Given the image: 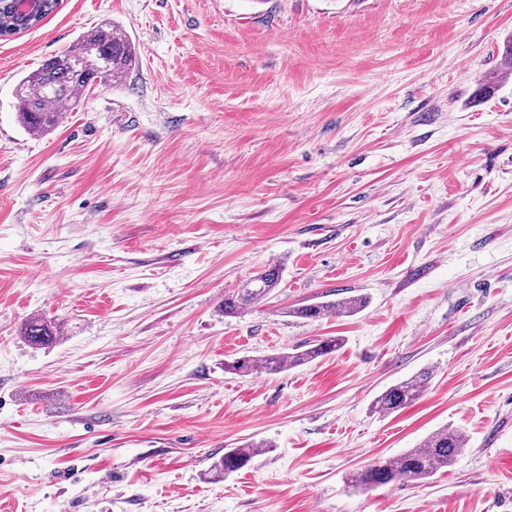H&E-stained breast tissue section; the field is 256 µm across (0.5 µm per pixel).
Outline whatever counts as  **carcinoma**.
<instances>
[{"label":"carcinoma","instance_id":"obj_1","mask_svg":"<svg viewBox=\"0 0 512 512\" xmlns=\"http://www.w3.org/2000/svg\"><path fill=\"white\" fill-rule=\"evenodd\" d=\"M136 60L135 46L121 29L104 25L86 33L66 51L46 60L40 68L17 82L15 97L19 123L25 130L38 134L54 130L62 116V113L56 111L57 106L77 107L92 86L121 81ZM280 281V266H269L239 289L237 294L224 298V314H236L265 300L279 286ZM364 304L365 298L354 296L304 304L293 309V313L305 319L352 315ZM60 333V325L39 316L29 318L23 325L24 339L35 347L52 343ZM338 345L336 339L321 340L308 345L306 349H295L291 353L236 358L224 362V371L243 376L276 374L329 355L336 351ZM431 378L430 371L422 370L389 387L374 399L372 410L389 415L405 408L422 397ZM466 446L467 436L464 431L443 427L431 434L419 447L365 466L352 475L351 481L360 488L368 489L394 481L426 479L450 466L465 451ZM265 447L264 443H248L233 448L213 464V469L220 476L238 471Z\"/></svg>","mask_w":512,"mask_h":512}]
</instances>
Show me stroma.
<instances>
[{
    "instance_id": "obj_1",
    "label": "stroma",
    "mask_w": 512,
    "mask_h": 512,
    "mask_svg": "<svg viewBox=\"0 0 512 512\" xmlns=\"http://www.w3.org/2000/svg\"><path fill=\"white\" fill-rule=\"evenodd\" d=\"M105 24L137 65L23 129L18 80ZM509 34L512 0H61L0 39V512H512ZM33 316L56 341L23 339ZM445 426L469 438L452 466L347 484ZM280 281V266L270 265L251 279L244 288H240L235 296L225 297L224 315L237 314L239 311L265 300L275 288H278ZM365 304V298L354 296L336 301L313 302L293 309V313L305 319H317L326 315H352ZM23 337L32 346L52 343L61 333V325L39 316L30 317L23 325ZM306 349H293L291 353L271 354L258 357L235 358L225 361V372L237 375H254L257 373L276 374L286 369L308 364L314 360L336 351L338 339L315 341ZM431 378L432 373L429 370H422L389 387L374 399L372 410L382 415L398 412L422 397ZM263 448H266L264 443H248L241 448H233L211 467L218 476L238 471L247 466L253 458L262 452Z\"/></svg>"
}]
</instances>
